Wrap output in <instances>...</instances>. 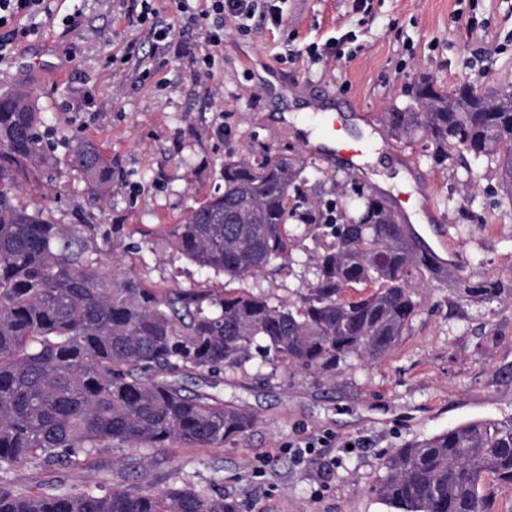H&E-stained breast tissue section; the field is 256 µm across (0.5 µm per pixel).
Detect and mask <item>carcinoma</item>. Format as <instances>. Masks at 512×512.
Masks as SVG:
<instances>
[{
  "label": "carcinoma",
  "instance_id": "1",
  "mask_svg": "<svg viewBox=\"0 0 512 512\" xmlns=\"http://www.w3.org/2000/svg\"><path fill=\"white\" fill-rule=\"evenodd\" d=\"M466 89L424 78L411 104L384 121L398 141H426L436 166L463 152L496 162L511 205L512 89L479 100ZM40 125L28 93H0V512H246L245 502L186 479L157 492L135 484L68 490L51 480L36 492L10 473L33 459L48 473L91 465L114 445L243 440L253 415L186 379L239 369L254 351L277 368L323 374L349 357L378 359L418 311L412 271L451 278L370 185L338 182L336 201L305 209L303 161L267 156L225 161L224 192L192 208L169 238L199 267L245 279L291 261L286 226L303 224L319 249L297 300L155 288L129 274L108 280L87 226L15 204L19 172L48 164ZM74 159L91 188H111L112 167L96 146L81 144ZM357 285L367 291L352 294ZM458 293L472 303L512 301V284L466 282ZM384 467L374 491L395 512H494L483 485L512 486V415L409 442Z\"/></svg>",
  "mask_w": 512,
  "mask_h": 512
}]
</instances>
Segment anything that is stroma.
Returning <instances> with one entry per match:
<instances>
[{
	"label": "stroma",
	"instance_id": "stroma-1",
	"mask_svg": "<svg viewBox=\"0 0 512 512\" xmlns=\"http://www.w3.org/2000/svg\"><path fill=\"white\" fill-rule=\"evenodd\" d=\"M279 26L241 31L224 18V47L199 30H175L173 49L153 54L130 0H48V14L18 20L22 33L0 59V92L31 93L53 156L49 171L20 177L19 204L59 224L93 229L104 275L128 272L159 288L264 293L288 303L313 278L316 244L291 227L292 267L230 279L196 266L167 231L224 190V162L269 155L304 158L309 202L334 199L350 168L312 154L303 131L320 135L308 89H328L325 107L347 137L366 143L360 176L388 181L393 201L431 194L419 223L440 226L472 281H512V206L493 165L439 168L422 144L381 142L374 122L406 106L414 81L512 87V0H273ZM339 39V55L312 61L309 45ZM112 167L109 192L91 193L74 161L77 141ZM479 186L468 190L469 174ZM419 310L396 345L374 361L350 358L335 374L276 369L255 358L216 376L225 402L255 417L244 440L220 448L173 445L100 449L90 466L60 470L66 488L123 482L165 488L174 477L220 487L247 512H392L374 492L382 460L408 441L486 417L512 414V302L461 301L448 284L415 274ZM313 445L314 461H295Z\"/></svg>",
	"mask_w": 512,
	"mask_h": 512
}]
</instances>
